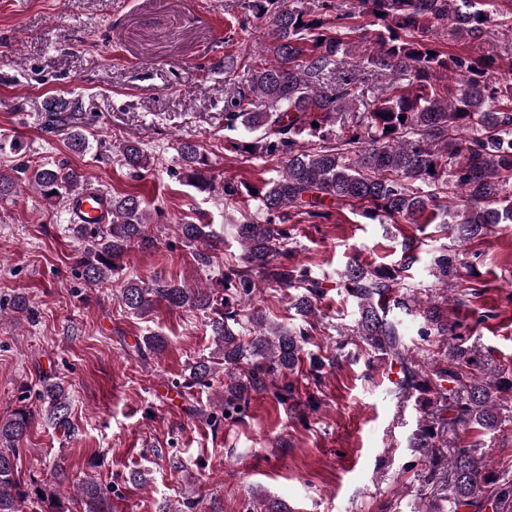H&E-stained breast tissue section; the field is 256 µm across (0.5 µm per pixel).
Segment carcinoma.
Listing matches in <instances>:
<instances>
[{
	"instance_id": "carcinoma-1",
	"label": "carcinoma",
	"mask_w": 512,
	"mask_h": 512,
	"mask_svg": "<svg viewBox=\"0 0 512 512\" xmlns=\"http://www.w3.org/2000/svg\"><path fill=\"white\" fill-rule=\"evenodd\" d=\"M512 0H244V13L266 16L274 61L248 65L249 80L224 100V127L244 131L227 139L251 158H277L282 166L257 191L265 221L249 218L232 225V237L243 249L242 263L227 266L224 289L217 300L210 288H191L161 275L150 282L131 280L121 288V303L135 315H146L157 302L209 316L215 351L224 361V389L202 414L211 427L244 415L252 395L273 391L292 399L293 381H285L300 360L308 331L268 322L257 309L244 335L235 328V305L253 301L254 278L294 289L291 308L309 319L316 315L322 281L289 262L284 224L301 217L322 219L335 205H360V216L380 224L399 220L436 224L459 243L484 237L501 224H512V65L501 69L490 56L462 55L439 47V31L452 43H479L492 21L505 17L503 2ZM374 18L371 35L378 49L367 57L375 72L394 81L374 87L364 111L352 110L368 84V71L345 60L353 50L341 38L342 21L352 10ZM409 77L405 85L395 82ZM49 125L67 132L70 146L86 148L77 130L81 117L69 102H47ZM318 126H313V123ZM252 150H247V147ZM130 172L144 169L139 143L119 144ZM183 177L197 189L214 188L215 176L200 148L178 149ZM21 180L38 188L51 205L67 206L73 196L93 190L81 172L50 163L18 162L0 171V199ZM112 223L90 229L72 224L69 231L83 242L74 271L97 286L118 270L132 249L151 250L156 239L147 229L150 215L140 197L111 199ZM182 242L196 248V260L209 266L224 237L207 224L177 225ZM419 261L406 245L399 263L368 269L356 261L341 274L356 300L358 320L353 335L400 367L399 392L415 399L422 414L408 447L423 456L432 479L448 485V512H512V476L485 464L476 442L455 446L462 431L495 434L512 420V368L489 369L491 350L466 336L467 325L448 319L442 303L397 294L402 274ZM432 275L448 286L458 275L456 258L444 252L432 257ZM419 322L424 341L436 336L446 345L432 364L420 363L401 331V317ZM218 367L209 359L192 363L183 389H210ZM20 405L0 418V512H112L108 488L85 476L67 484V468L59 460L51 477L23 475L19 444L35 418ZM39 410L57 428H71V401L61 383L48 377L38 393ZM450 448L449 455L442 449ZM200 500L185 494L165 501L158 512H197ZM251 512H292L284 502L259 496Z\"/></svg>"
}]
</instances>
